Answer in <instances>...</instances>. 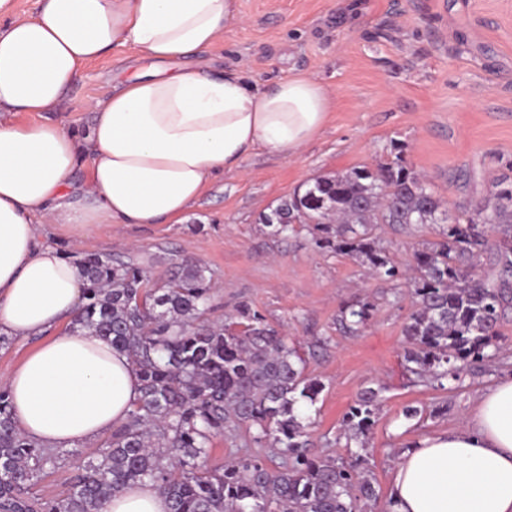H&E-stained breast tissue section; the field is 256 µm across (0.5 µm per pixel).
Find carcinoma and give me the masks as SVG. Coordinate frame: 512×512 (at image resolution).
<instances>
[{
  "label": "carcinoma",
  "mask_w": 512,
  "mask_h": 512,
  "mask_svg": "<svg viewBox=\"0 0 512 512\" xmlns=\"http://www.w3.org/2000/svg\"><path fill=\"white\" fill-rule=\"evenodd\" d=\"M394 159L371 168L319 176L280 200L260 222L281 235L312 224L316 245L347 255L372 274L404 283L416 301L404 328L407 370L424 385L456 389L472 363L502 359L499 328L512 313V178L493 182L485 201L452 215L427 179ZM378 224L439 225L440 240L413 253L412 276L375 235ZM500 227L489 247L487 229ZM489 255L490 268L478 269ZM84 302L71 329H91L126 354L140 378L128 420L97 456L77 465L69 493L36 497L32 489L76 450L45 448L22 435L10 395L0 388V512H98L100 504L138 482H151L170 512H362L377 501L363 471L379 411V391L362 390L342 418L356 444L351 459L310 452L304 408L323 390L305 375V360L287 337L247 305L222 325L204 319L211 274L185 259L154 288L141 265L88 255L78 263ZM373 304L352 300L340 330L353 334ZM244 425L257 444L284 458L276 468L254 455L207 467L213 441Z\"/></svg>",
  "instance_id": "obj_1"
}]
</instances>
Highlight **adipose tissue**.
Masks as SVG:
<instances>
[{"mask_svg": "<svg viewBox=\"0 0 512 512\" xmlns=\"http://www.w3.org/2000/svg\"><path fill=\"white\" fill-rule=\"evenodd\" d=\"M35 17L0 0V333L37 336L82 301L78 266L38 239L40 224L178 223L219 174L257 149L291 158L324 126L331 91L297 75L260 89L237 72L192 67L238 22L235 0H39ZM140 69L89 102L76 137L51 112L79 68L113 47ZM84 167L80 194L70 177ZM17 426L70 448L126 422L139 396L129 360L90 330L64 331L0 379ZM391 512H512V374L476 400L466 424L417 443L396 464ZM100 512H169L149 482Z\"/></svg>", "mask_w": 512, "mask_h": 512, "instance_id": "adipose-tissue-1", "label": "adipose tissue"}]
</instances>
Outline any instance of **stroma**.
<instances>
[{"instance_id": "35a3bbf8", "label": "stroma", "mask_w": 512, "mask_h": 512, "mask_svg": "<svg viewBox=\"0 0 512 512\" xmlns=\"http://www.w3.org/2000/svg\"><path fill=\"white\" fill-rule=\"evenodd\" d=\"M236 9L239 22L202 56L208 71L238 64L262 89L298 73L315 78L335 101L324 128L294 158L256 151L240 172L216 178L181 223L95 224L80 233L41 224L38 237L75 262L91 254L132 260L153 281L186 257L205 265L215 284L208 321L225 322L248 305L294 342L306 375L321 381L307 412L322 454L348 458L343 415L362 389H379L364 468L386 499L406 447L460 426L505 367L474 370L452 391L416 383L403 359V328L415 309L408 288L317 248L306 225L275 236L260 216L310 178L389 161L395 146L450 211L483 201L492 181L512 172V0H236ZM134 68L129 48H113L81 67L54 112L17 120L60 121L85 135L88 102L110 95ZM438 230L382 224L376 233L404 267ZM356 298L375 310L362 332L347 335L337 318ZM412 407L418 416L406 418ZM245 454L280 463L240 428L215 439L207 465Z\"/></svg>"}]
</instances>
